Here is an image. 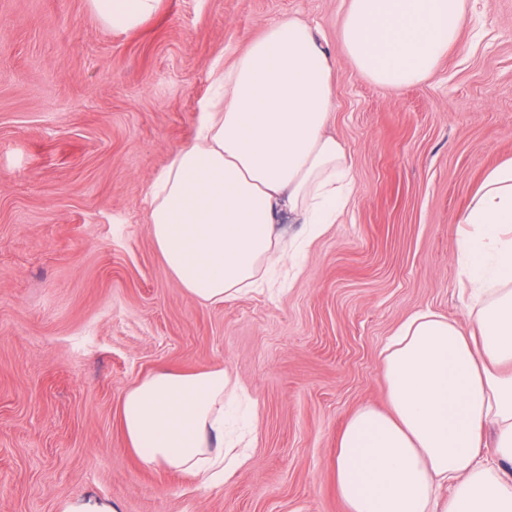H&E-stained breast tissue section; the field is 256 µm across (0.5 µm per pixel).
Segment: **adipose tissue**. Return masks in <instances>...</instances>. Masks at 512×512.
Masks as SVG:
<instances>
[{
	"instance_id": "adipose-tissue-1",
	"label": "adipose tissue",
	"mask_w": 512,
	"mask_h": 512,
	"mask_svg": "<svg viewBox=\"0 0 512 512\" xmlns=\"http://www.w3.org/2000/svg\"><path fill=\"white\" fill-rule=\"evenodd\" d=\"M158 2L91 0L119 30ZM466 11L467 0H347L341 47L372 83L416 85L456 43ZM210 78L194 140L149 187L148 229L186 293L220 304L259 287L282 252L283 222L307 225L312 240L337 223L352 165L328 132L332 60L305 22L271 24L230 66L214 61ZM456 256L470 327L420 311L395 331L382 357L390 411L359 409L338 440L346 512H512V159L486 171ZM236 392L223 369L147 375L120 405L130 448L147 466L215 487L250 460L224 440Z\"/></svg>"
}]
</instances>
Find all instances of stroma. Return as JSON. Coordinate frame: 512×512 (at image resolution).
Masks as SVG:
<instances>
[{"mask_svg":"<svg viewBox=\"0 0 512 512\" xmlns=\"http://www.w3.org/2000/svg\"><path fill=\"white\" fill-rule=\"evenodd\" d=\"M345 2L160 0L123 31L89 0H0V512H345L337 440L388 410L389 338L421 310L468 322L458 221L512 158V0H468L434 76L401 89L344 56ZM288 16L336 62L355 192L283 291L201 303L152 243L148 186L192 139L213 60ZM211 368L256 431L250 464L203 492L129 450L120 402L149 373ZM62 512H119V506L110 499L77 498L62 506Z\"/></svg>","mask_w":512,"mask_h":512,"instance_id":"obj_1","label":"stroma"}]
</instances>
